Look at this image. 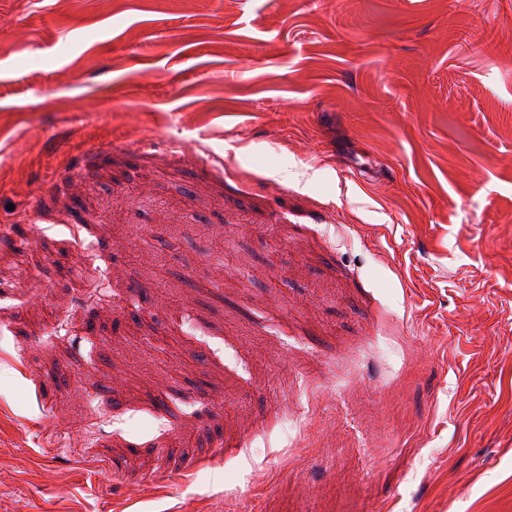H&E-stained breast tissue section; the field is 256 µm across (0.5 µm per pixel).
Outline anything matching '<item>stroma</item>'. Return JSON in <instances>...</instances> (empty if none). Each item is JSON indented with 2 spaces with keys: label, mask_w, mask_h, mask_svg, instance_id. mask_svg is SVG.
<instances>
[{
  "label": "stroma",
  "mask_w": 512,
  "mask_h": 512,
  "mask_svg": "<svg viewBox=\"0 0 512 512\" xmlns=\"http://www.w3.org/2000/svg\"><path fill=\"white\" fill-rule=\"evenodd\" d=\"M228 502L512 512V0H0V512Z\"/></svg>",
  "instance_id": "stroma-1"
}]
</instances>
